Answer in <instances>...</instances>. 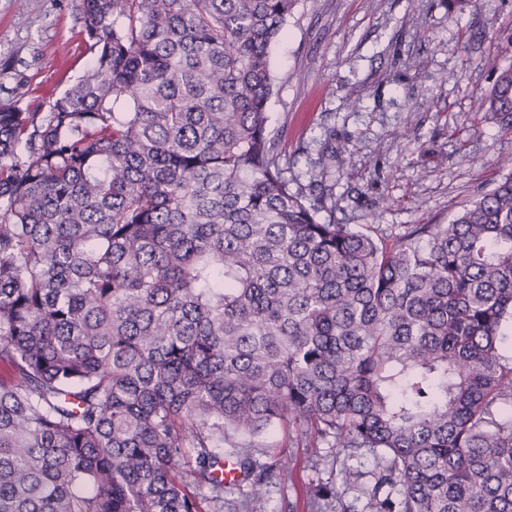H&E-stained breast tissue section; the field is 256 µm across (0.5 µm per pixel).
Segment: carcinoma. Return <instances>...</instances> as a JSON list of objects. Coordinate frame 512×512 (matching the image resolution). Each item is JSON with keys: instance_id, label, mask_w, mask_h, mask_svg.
<instances>
[{"instance_id": "obj_1", "label": "carcinoma", "mask_w": 512, "mask_h": 512, "mask_svg": "<svg viewBox=\"0 0 512 512\" xmlns=\"http://www.w3.org/2000/svg\"><path fill=\"white\" fill-rule=\"evenodd\" d=\"M297 2L82 0L86 72L0 104V512H202L278 425L372 456V512H512V171L445 224L321 215L268 130Z\"/></svg>"}]
</instances>
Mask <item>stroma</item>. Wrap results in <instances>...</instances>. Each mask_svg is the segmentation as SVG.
Here are the masks:
<instances>
[{"mask_svg":"<svg viewBox=\"0 0 512 512\" xmlns=\"http://www.w3.org/2000/svg\"><path fill=\"white\" fill-rule=\"evenodd\" d=\"M512 63V0H299L270 51L276 87L269 130L288 176L307 197L325 196L337 223L438 224L504 176L512 153L477 101L491 91L488 59ZM82 0H0V104L33 108L81 76ZM345 146L321 184L309 182L321 152ZM287 455L284 475L262 497L251 477L225 488L205 512H365L367 499L345 471L367 472L371 456L296 448L277 430L248 453ZM332 496L311 494L317 484Z\"/></svg>","mask_w":512,"mask_h":512,"instance_id":"1","label":"stroma"}]
</instances>
